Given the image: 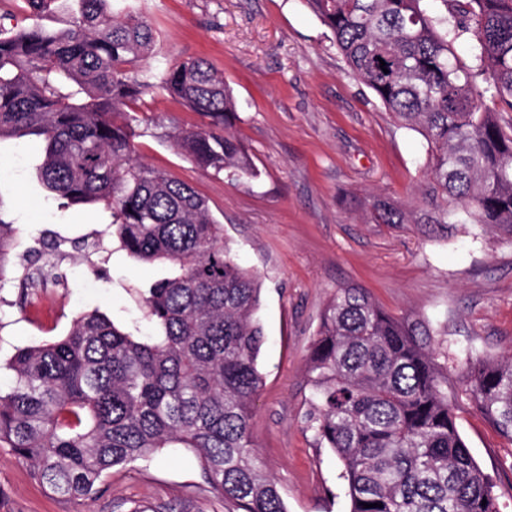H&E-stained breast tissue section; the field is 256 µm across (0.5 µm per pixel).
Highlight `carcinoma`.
<instances>
[{"label":"carcinoma","instance_id":"1","mask_svg":"<svg viewBox=\"0 0 512 512\" xmlns=\"http://www.w3.org/2000/svg\"><path fill=\"white\" fill-rule=\"evenodd\" d=\"M120 2L80 0V15L59 32H0V140L40 138L44 186L71 205L112 211L100 252L165 267L143 296L152 334L90 312L66 335L16 349L0 387V446L72 500L97 493L114 466L190 448L205 482L240 512H288L250 431L264 382L259 277L234 258L192 186L135 155V106L161 90L207 118L172 135L181 155L215 176L255 178L230 129L237 102L203 58L170 64L157 82L141 74L155 30ZM305 2L350 73L428 142L423 205L374 197L371 222L443 237L450 224H476L512 240V126L481 103L488 96L512 109V0H440L439 13L427 0ZM458 41L471 43V62L455 55ZM15 235L0 220V279ZM43 275L40 264L19 277V303ZM418 336L365 289H336L306 359L308 428L340 461L349 512H500L458 430L448 370ZM464 391L512 443V353L472 354Z\"/></svg>","mask_w":512,"mask_h":512}]
</instances>
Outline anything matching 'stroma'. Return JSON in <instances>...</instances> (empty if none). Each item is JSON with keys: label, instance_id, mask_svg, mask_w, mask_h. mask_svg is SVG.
Wrapping results in <instances>:
<instances>
[{"label": "stroma", "instance_id": "35a3bbf8", "mask_svg": "<svg viewBox=\"0 0 512 512\" xmlns=\"http://www.w3.org/2000/svg\"><path fill=\"white\" fill-rule=\"evenodd\" d=\"M158 33L140 66L157 74L201 57L223 72L239 101L233 131L258 171L240 183L213 176L178 154V128L205 119L180 100L144 97L150 121L136 141L139 159L188 183L224 226L237 260L260 276L266 344L263 387L255 401L252 440L288 512H349L340 463L307 427L310 385L305 361L323 309L337 288L366 289L394 316L428 323L430 347L461 388L467 356L496 359L512 351V242L469 224L447 238L412 224H369L354 197L385 195L413 206L427 172V143L397 121L360 84L333 35L304 0H126ZM79 0H56L33 14L20 0H0V27H70ZM37 138L0 140V218L16 224L12 269L28 266L39 237L70 239L111 223L100 205L64 206L45 189ZM63 279L44 290L46 312L18 303L14 278L0 281V358L15 348L63 336L79 316L99 311L127 331L147 333L142 293L162 271L114 253L66 255ZM458 429L512 512V442L480 412L461 405ZM236 512L206 484L194 453L166 448L110 470L95 497L80 502L36 482L12 449L0 447V512Z\"/></svg>", "mask_w": 512, "mask_h": 512}]
</instances>
